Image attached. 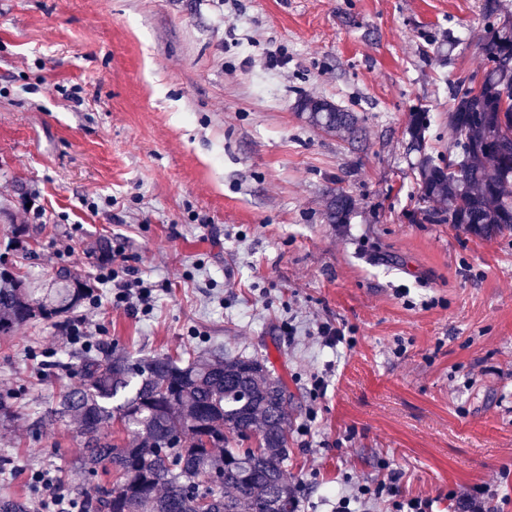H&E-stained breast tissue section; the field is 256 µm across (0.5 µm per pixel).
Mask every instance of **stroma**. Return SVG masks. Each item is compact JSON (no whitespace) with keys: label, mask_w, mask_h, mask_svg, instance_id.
Masks as SVG:
<instances>
[{"label":"stroma","mask_w":512,"mask_h":512,"mask_svg":"<svg viewBox=\"0 0 512 512\" xmlns=\"http://www.w3.org/2000/svg\"><path fill=\"white\" fill-rule=\"evenodd\" d=\"M485 2L0 0V263L35 288L63 267L92 278L108 240L154 301L132 315L96 284L76 315L97 342L265 356L293 394L299 512L391 472L436 512L479 484L512 512V234L423 220L405 134L428 110L427 147L447 154ZM446 37L465 50L441 62ZM302 95L357 112L360 137L308 126ZM338 189L355 207L329 224ZM325 322L337 349L305 332ZM82 346L51 321L0 337V393L20 401L0 495L38 506L46 470L69 498L93 485L74 422L42 420L79 381L55 359Z\"/></svg>","instance_id":"1"}]
</instances>
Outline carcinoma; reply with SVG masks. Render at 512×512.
<instances>
[{
    "label": "carcinoma",
    "mask_w": 512,
    "mask_h": 512,
    "mask_svg": "<svg viewBox=\"0 0 512 512\" xmlns=\"http://www.w3.org/2000/svg\"><path fill=\"white\" fill-rule=\"evenodd\" d=\"M480 70L457 82L448 126L458 152H427L428 113L409 114L406 134L417 153L422 198L440 203L423 211L432 224H457L490 239L512 233V12L499 0L485 9ZM296 112L309 126L352 137L360 118L325 99L300 97ZM352 199L338 192L327 202L329 224H345ZM23 277L0 268V336L40 320L76 326L77 309L92 297L89 278L60 269L54 287L38 297ZM78 361L81 382L60 394L47 416L76 424L83 452L76 465L104 478L72 500L71 512H298L288 481V383L258 356L213 351L174 358H135L125 351L85 348L57 358ZM18 406L0 395V424ZM128 434L112 440V423ZM250 432L255 448H232ZM0 512H29L23 498L0 497Z\"/></svg>",
    "instance_id": "obj_1"
}]
</instances>
